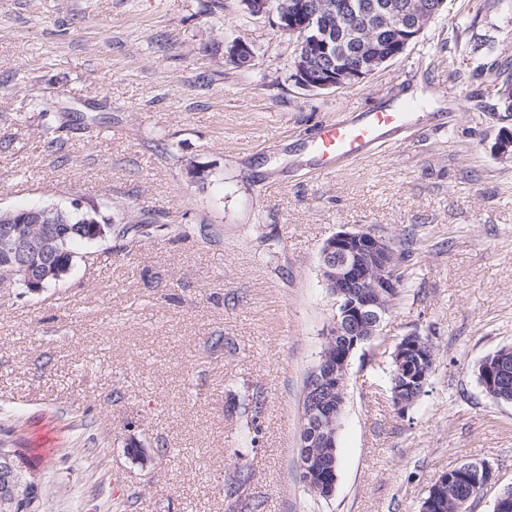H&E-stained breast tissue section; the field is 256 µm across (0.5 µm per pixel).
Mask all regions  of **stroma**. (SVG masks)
Listing matches in <instances>:
<instances>
[{
    "instance_id": "stroma-1",
    "label": "stroma",
    "mask_w": 512,
    "mask_h": 512,
    "mask_svg": "<svg viewBox=\"0 0 512 512\" xmlns=\"http://www.w3.org/2000/svg\"><path fill=\"white\" fill-rule=\"evenodd\" d=\"M237 36L250 65L224 56ZM295 49L239 0H0V209L153 224L74 244L47 288L0 286V445H36L42 512L131 495L127 512H419L432 480L482 461L494 479L466 512L512 486V403L476 378L512 346V160L485 74L512 61V0H448L351 87H297ZM407 101L408 133L310 167L325 123ZM344 229L406 258L350 358L324 501L300 479L301 405L334 311L320 250ZM415 331L435 364L402 413L389 370Z\"/></svg>"
}]
</instances>
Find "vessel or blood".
<instances>
[{"mask_svg": "<svg viewBox=\"0 0 512 512\" xmlns=\"http://www.w3.org/2000/svg\"><path fill=\"white\" fill-rule=\"evenodd\" d=\"M405 112H365L353 119L327 124L315 148L320 168L335 167L350 159L372 153L384 143V136L407 126Z\"/></svg>", "mask_w": 512, "mask_h": 512, "instance_id": "1", "label": "vessel or blood"}]
</instances>
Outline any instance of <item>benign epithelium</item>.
<instances>
[{"label": "benign epithelium", "instance_id": "1", "mask_svg": "<svg viewBox=\"0 0 512 512\" xmlns=\"http://www.w3.org/2000/svg\"><path fill=\"white\" fill-rule=\"evenodd\" d=\"M244 11L253 16L275 12L271 0H240ZM311 10L306 0H299L288 14L277 15L280 31L297 37V49L293 62L292 80L307 91H322L348 85H356L376 71V67L403 54L423 34L422 21L406 18L388 2L381 6L364 5L345 0L336 6V17L346 22L355 17L356 22L369 27L375 14L384 10L394 15L392 48L385 44L372 52L358 54L348 59L336 58L330 30L297 19ZM224 55L235 62L250 63L255 50L243 39H233L224 44ZM495 153L502 159L512 158V129L500 130L494 144ZM64 223V217L48 219V212L8 213L0 217V278L7 281L16 271L14 256L21 252L36 253L48 257L57 242L56 229ZM15 224H44L45 233L31 239L22 234L14 235ZM401 263L397 261L394 242L367 230H343L323 244L320 252L322 280L334 297V314L327 340L345 345L336 355V362H328L321 353V364L315 367L306 393L312 397L310 407L303 413V430L308 443L315 448L328 442L337 431L338 422L347 398V367L353 351L379 335L383 316L398 298L403 281ZM395 364L404 373L405 386L395 382L392 390L394 406L405 411L412 399L406 395L407 386L423 385L428 368L434 361L432 343L418 332L405 336L393 352ZM458 470L469 471L476 484L488 483L494 478L493 467L487 462L466 464ZM303 481L314 494L333 495L329 486L321 485L315 469L303 467Z\"/></svg>", "mask_w": 512, "mask_h": 512}]
</instances>
